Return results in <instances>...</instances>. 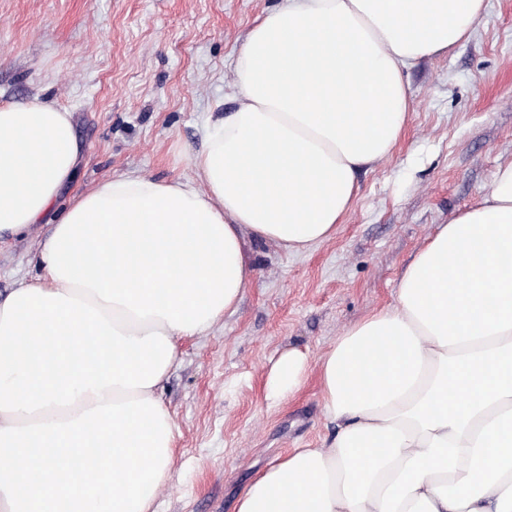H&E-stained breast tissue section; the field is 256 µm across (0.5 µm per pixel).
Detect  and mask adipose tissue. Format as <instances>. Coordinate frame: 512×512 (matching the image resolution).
<instances>
[{"label": "adipose tissue", "instance_id": "obj_1", "mask_svg": "<svg viewBox=\"0 0 512 512\" xmlns=\"http://www.w3.org/2000/svg\"><path fill=\"white\" fill-rule=\"evenodd\" d=\"M485 0H287L247 32L232 110L214 108L191 177L237 244L239 290L261 242L291 254L332 239L356 176L408 126L406 69L469 38ZM72 114L0 104V238L47 224L77 164ZM307 357L273 366L271 395L301 385ZM326 448H297L253 481L235 512H512V161L482 198L439 225L407 266L393 305L348 327L316 360ZM0 411V427L66 422L96 407Z\"/></svg>", "mask_w": 512, "mask_h": 512}]
</instances>
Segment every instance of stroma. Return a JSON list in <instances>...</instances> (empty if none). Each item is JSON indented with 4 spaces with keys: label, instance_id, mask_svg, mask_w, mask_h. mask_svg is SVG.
<instances>
[{
    "label": "stroma",
    "instance_id": "stroma-1",
    "mask_svg": "<svg viewBox=\"0 0 512 512\" xmlns=\"http://www.w3.org/2000/svg\"><path fill=\"white\" fill-rule=\"evenodd\" d=\"M284 0H0V103L72 112L80 155L62 200L108 178L189 173L205 120L232 92L241 43ZM404 78L413 113L392 155L360 172L345 224L302 254L256 243L236 311L183 339L160 395L178 455L154 512H234L241 491L296 448L336 435L316 368L272 401L290 349L317 358L344 328L394 303L427 237L490 190L512 160V0H487L473 35ZM39 232L0 245V292L38 277Z\"/></svg>",
    "mask_w": 512,
    "mask_h": 512
}]
</instances>
